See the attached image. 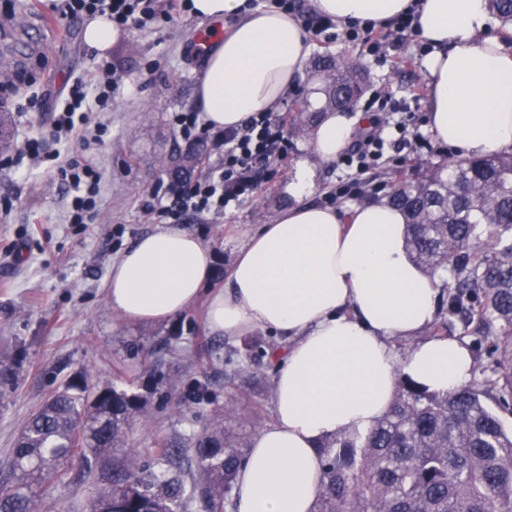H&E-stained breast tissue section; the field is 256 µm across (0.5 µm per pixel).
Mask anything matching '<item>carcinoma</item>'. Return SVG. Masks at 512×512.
I'll list each match as a JSON object with an SVG mask.
<instances>
[{"label": "carcinoma", "instance_id": "obj_1", "mask_svg": "<svg viewBox=\"0 0 512 512\" xmlns=\"http://www.w3.org/2000/svg\"><path fill=\"white\" fill-rule=\"evenodd\" d=\"M325 105L305 98L295 107L293 133L309 134L320 114L348 110L365 94L361 64L317 56ZM202 149L182 153L171 180L187 179ZM384 203L406 220L405 247L425 272L448 289L447 317L431 327L436 337L454 321L481 326L473 344L494 357L480 379L445 394L403 380L386 415L364 435H336L320 450L323 485L317 512H512V152L451 160L417 176L397 171ZM183 395L192 405L209 399L207 367ZM142 397L90 372L54 392L26 420L0 480V512H43L46 480L64 481L68 465L85 464L87 477L112 462L108 488L91 512H183L195 502L205 512L233 505L238 468L248 445L233 436V400L185 442L158 443L153 466L128 463V428Z\"/></svg>", "mask_w": 512, "mask_h": 512}]
</instances>
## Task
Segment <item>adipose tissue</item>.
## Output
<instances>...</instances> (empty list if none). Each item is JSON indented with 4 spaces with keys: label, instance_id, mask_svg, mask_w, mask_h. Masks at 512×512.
Wrapping results in <instances>:
<instances>
[{
    "label": "adipose tissue",
    "instance_id": "adipose-tissue-1",
    "mask_svg": "<svg viewBox=\"0 0 512 512\" xmlns=\"http://www.w3.org/2000/svg\"><path fill=\"white\" fill-rule=\"evenodd\" d=\"M194 15L225 23L212 39L196 103L216 129L275 111L301 74L310 43L297 17L244 0H192ZM338 23L387 26L415 12L429 86L428 129L461 157L512 150V38L499 35L488 0H314ZM362 114L326 112L312 134L333 161ZM307 163L291 178L293 204L240 249L224 289L205 287L214 256L197 237L166 228L140 237L113 262L106 299L138 322H163L208 294L212 331L233 338L257 329L286 345L273 377L274 419L246 450L235 476L236 512H314L322 491L319 449L338 434L367 433L410 378L443 394L466 385V343L427 336L438 311V280L405 247L403 214L379 203L354 206L349 220L310 202ZM413 340L405 357L391 343Z\"/></svg>",
    "mask_w": 512,
    "mask_h": 512
}]
</instances>
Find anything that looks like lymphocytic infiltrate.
Returning a JSON list of instances; mask_svg holds the SVG:
<instances>
[{"instance_id":"lymphocytic-infiltrate-1","label":"lymphocytic infiltrate","mask_w":512,"mask_h":512,"mask_svg":"<svg viewBox=\"0 0 512 512\" xmlns=\"http://www.w3.org/2000/svg\"><path fill=\"white\" fill-rule=\"evenodd\" d=\"M188 10V0H62L57 12L63 20L105 15L120 29L130 31L150 23H170ZM305 27L314 35H325L330 41L345 39L378 62L386 59L389 50L401 47L404 41L419 34L417 17L411 12L400 15L386 29L380 30L373 22L359 19L339 27L314 11L307 14ZM118 82L115 70L104 61L96 67L93 76L75 83L68 100L52 114L56 140H76L83 144L101 141L103 128L88 127L85 111L91 105L106 109ZM170 123L184 140L209 139L217 148V162L206 178L178 184L169 192L157 188L150 191L146 211L172 217L178 222L189 214H202L214 207L226 211L253 198L266 177L288 156L286 117L280 112H259L241 126L216 132L211 131L200 112L194 110L173 113ZM385 131L382 123H375L343 152L340 164L355 167L360 174L366 172L371 160L389 142L384 137ZM53 175L67 184L72 195L71 223H83L104 189L101 171L93 160L81 156L65 159L54 168Z\"/></svg>"}]
</instances>
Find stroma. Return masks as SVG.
I'll return each instance as SVG.
<instances>
[{"mask_svg": "<svg viewBox=\"0 0 512 512\" xmlns=\"http://www.w3.org/2000/svg\"><path fill=\"white\" fill-rule=\"evenodd\" d=\"M209 28V22L184 13L157 31L123 32L107 51L121 81L111 107L89 114L91 123L107 127L102 143L88 150L105 178L91 223H69L68 197L53 177L52 163L0 171V206L11 208L9 217L0 216V357L18 364L7 398H0V476L29 415L86 368L101 381L142 396L144 407L128 430L139 465L152 463L159 440L187 437L207 424L223 411L227 395H234L241 414H261L265 425L273 420V364L257 361L254 389L236 392L227 383L231 369L224 360L233 352L248 353L256 341L284 345L281 334L258 330L225 338L209 328L202 298L157 324L129 322L113 313L106 300L113 262L140 236L170 225L145 212L143 204L148 191L166 178L160 158L188 147L174 133L170 116L197 107L195 89L203 67L197 41ZM83 32L78 23H60L44 0H12L9 8L0 7V72L12 76L0 89V110L9 113L15 140L28 134L42 139L48 151L65 157L76 152V144L56 145L49 115L72 83L95 68ZM310 42L314 55L359 57L371 92L391 93L413 115L417 136L405 150L411 165L399 167L394 153L385 152L367 183L382 185L398 168L414 175L429 164L455 159L453 148L438 143L427 128V96L411 91L427 85L417 44L405 45L403 53L378 65L358 46L327 44L315 36ZM291 143L287 164L257 197L223 215L206 213L181 222V230L215 254L218 274L211 289L224 286L246 238L291 202L288 183L298 160H308L314 170L312 202L344 216L362 203L358 193L336 198L344 170L319 159L310 138L295 136ZM174 328L181 334L172 340L168 334ZM203 368L211 375L209 402L183 405L184 390ZM100 489L82 477L76 463L68 479L47 483L46 505L50 512H87Z\"/></svg>", "mask_w": 512, "mask_h": 512, "instance_id": "1", "label": "stroma"}]
</instances>
